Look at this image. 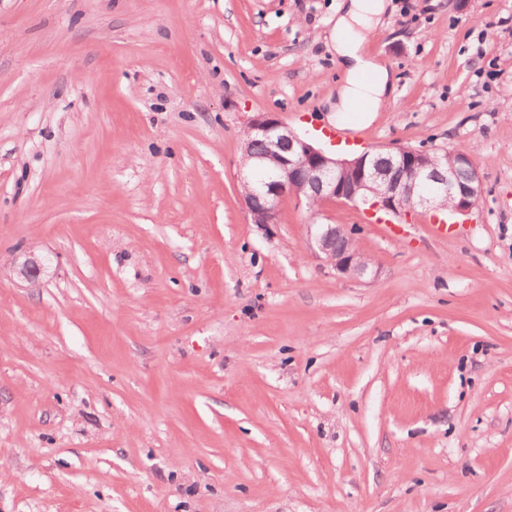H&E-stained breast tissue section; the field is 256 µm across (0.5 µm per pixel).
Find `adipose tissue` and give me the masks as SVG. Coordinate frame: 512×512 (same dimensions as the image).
Masks as SVG:
<instances>
[{"instance_id":"adipose-tissue-1","label":"adipose tissue","mask_w":512,"mask_h":512,"mask_svg":"<svg viewBox=\"0 0 512 512\" xmlns=\"http://www.w3.org/2000/svg\"><path fill=\"white\" fill-rule=\"evenodd\" d=\"M385 7L384 0H349L344 13L336 20L335 50L348 65L347 77L340 89L341 111H348L352 103L360 102L369 114L379 111L382 105L388 73L365 59L361 48Z\"/></svg>"}]
</instances>
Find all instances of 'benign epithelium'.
<instances>
[{
  "instance_id": "1",
  "label": "benign epithelium",
  "mask_w": 512,
  "mask_h": 512,
  "mask_svg": "<svg viewBox=\"0 0 512 512\" xmlns=\"http://www.w3.org/2000/svg\"><path fill=\"white\" fill-rule=\"evenodd\" d=\"M261 139L265 153L252 152L251 144ZM450 165L428 162V153L411 148L366 151L353 158L332 156L299 136L272 112H258L247 123L241 144L238 181L246 188L243 202L254 224L278 223L282 198L291 195L307 203L336 200L362 206L375 216L380 212L401 214L424 210H448L469 214L483 197L478 166L466 152L452 149ZM274 163V176L260 184L253 171ZM402 170L399 179L390 177L393 168ZM467 171V179H457V171ZM350 235L338 224H317L308 242L316 257L326 260L343 276L364 278L371 267L350 251ZM44 262L29 253L18 263V274L35 281Z\"/></svg>"
}]
</instances>
